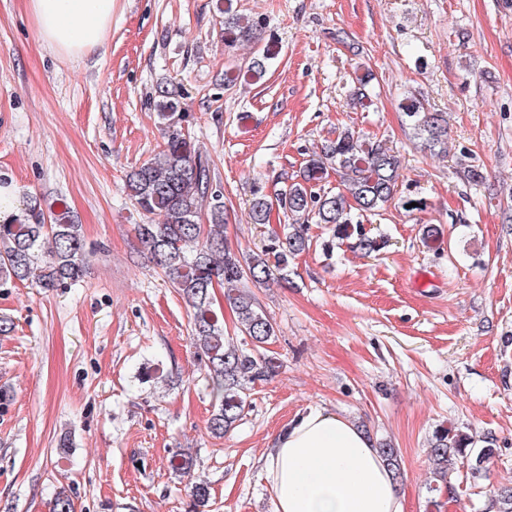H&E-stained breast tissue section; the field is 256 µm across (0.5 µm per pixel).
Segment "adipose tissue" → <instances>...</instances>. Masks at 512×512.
<instances>
[{
  "instance_id": "adipose-tissue-1",
  "label": "adipose tissue",
  "mask_w": 512,
  "mask_h": 512,
  "mask_svg": "<svg viewBox=\"0 0 512 512\" xmlns=\"http://www.w3.org/2000/svg\"><path fill=\"white\" fill-rule=\"evenodd\" d=\"M41 40L80 57L112 26V0H27ZM275 512H403L389 467L345 417L314 411L277 435L264 458Z\"/></svg>"
}]
</instances>
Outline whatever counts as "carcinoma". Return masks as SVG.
<instances>
[{
  "mask_svg": "<svg viewBox=\"0 0 512 512\" xmlns=\"http://www.w3.org/2000/svg\"><path fill=\"white\" fill-rule=\"evenodd\" d=\"M256 31L251 20L231 16L224 20V33L234 40H248ZM364 75L356 78L352 96L365 108L372 105ZM164 145L154 161L128 174L127 189L132 205L145 216L161 221L135 225L138 239L148 258L177 288L190 309V343L195 356L204 363L212 397L208 431L217 437L231 432L242 419L250 391L275 371L265 354V345L275 336L267 316L257 307L250 286L288 281L289 261L310 249L312 240L305 224H287L283 234L270 240L258 252L238 255L224 240V201L214 197L209 163L193 148L181 127L178 103L168 90L157 88ZM406 117L416 130L421 146L431 153L448 149V119L430 112L416 95L402 103ZM336 166L342 187H325L327 165ZM399 160L379 141L344 130L322 145L305 161L300 178L280 176L281 188L270 198L258 187L250 200L255 224L270 223L273 207L292 216H311L343 236L355 238L357 248L372 253L377 241L354 224L351 212H374L395 199ZM209 203V224L199 222L204 203ZM86 249L81 225L66 210L45 215L41 203L29 200L25 218L14 224H0V283L25 282L46 290L69 288L84 275ZM224 288V298L236 311L240 331L250 341L243 348L226 344L224 316L213 305L214 285ZM469 443L459 433L444 430L435 435L429 457L435 481L446 483L455 470L457 458ZM393 473L401 477L398 450L380 448ZM170 468L188 479L190 512H204L211 492L207 480L194 474L192 455L173 453ZM50 512H74L64 490L55 493Z\"/></svg>",
  "mask_w": 512,
  "mask_h": 512,
  "instance_id": "obj_1",
  "label": "carcinoma"
}]
</instances>
